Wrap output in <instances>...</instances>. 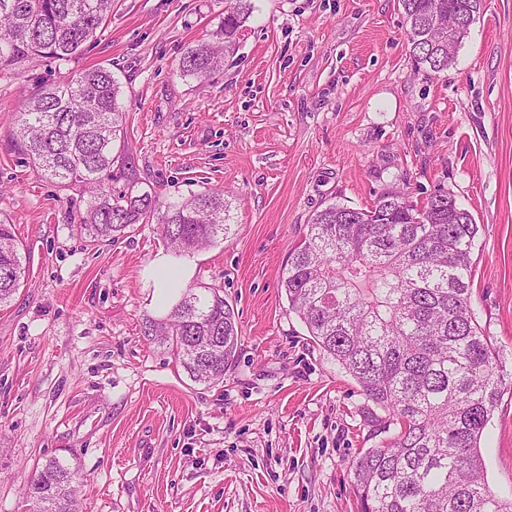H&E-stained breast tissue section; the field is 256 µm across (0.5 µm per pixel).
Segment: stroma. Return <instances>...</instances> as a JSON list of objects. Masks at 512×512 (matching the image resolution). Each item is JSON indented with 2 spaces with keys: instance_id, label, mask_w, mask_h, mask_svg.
I'll list each match as a JSON object with an SVG mask.
<instances>
[{
  "instance_id": "obj_1",
  "label": "stroma",
  "mask_w": 512,
  "mask_h": 512,
  "mask_svg": "<svg viewBox=\"0 0 512 512\" xmlns=\"http://www.w3.org/2000/svg\"><path fill=\"white\" fill-rule=\"evenodd\" d=\"M224 69L183 78L224 0H115L65 69L0 74V135L40 83L110 68L126 153L161 203L224 190L232 230L190 255L188 286L223 290L239 354L221 383L190 380L142 332L161 317L155 225L89 248L63 190L0 149V218L26 257L0 307V512L50 456L78 469L81 512H356L351 466L386 417L309 338L280 286L311 216L448 190L480 227L472 304L512 370V0H483L453 66L416 69L398 0H254ZM512 498V389L481 441Z\"/></svg>"
}]
</instances>
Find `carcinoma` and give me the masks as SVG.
<instances>
[{
	"instance_id": "carcinoma-1",
	"label": "carcinoma",
	"mask_w": 512,
	"mask_h": 512,
	"mask_svg": "<svg viewBox=\"0 0 512 512\" xmlns=\"http://www.w3.org/2000/svg\"><path fill=\"white\" fill-rule=\"evenodd\" d=\"M115 0H0V71L48 59L64 66L112 15ZM413 58L448 69L482 0H399ZM253 0H224V22L189 45L178 67L206 78L224 66L225 44L249 19ZM454 16L453 48L430 35ZM122 91L112 70L85 69L36 90L21 106L8 146L18 162L87 195L72 233L93 246L135 224H155L169 251L192 254L231 230L224 189L160 205L124 154ZM123 182L112 192L108 183ZM478 224L439 188L416 204L397 190L367 209L332 204L316 212L281 277L289 309L317 347L389 415L393 438L352 463L358 512H512L490 489L482 435L506 382L503 365L471 303ZM25 275L11 225L0 220V305ZM143 335L165 345L190 379L211 385L238 353L234 311L216 288L187 289L168 314L147 317ZM77 470L45 459L25 488L39 512H76Z\"/></svg>"
}]
</instances>
